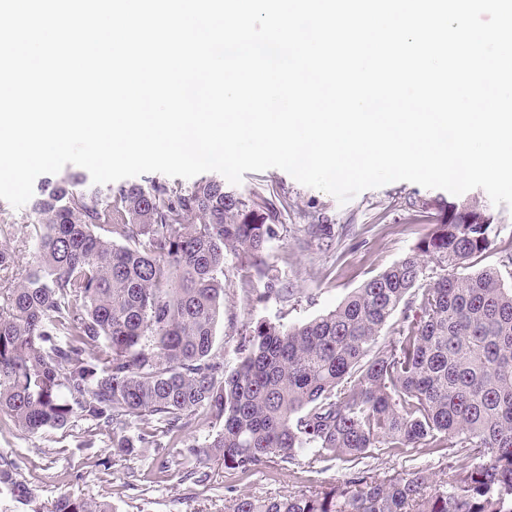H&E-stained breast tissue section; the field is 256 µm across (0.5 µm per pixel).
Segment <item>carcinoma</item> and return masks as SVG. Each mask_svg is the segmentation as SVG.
I'll return each instance as SVG.
<instances>
[{
	"label": "carcinoma",
	"mask_w": 512,
	"mask_h": 512,
	"mask_svg": "<svg viewBox=\"0 0 512 512\" xmlns=\"http://www.w3.org/2000/svg\"><path fill=\"white\" fill-rule=\"evenodd\" d=\"M408 206L435 212L409 253L307 322L246 325L229 367L214 350L226 257L263 282L257 300L295 294L263 260L275 204L249 203L217 178L105 190L80 173L48 182L28 212L0 209V415L32 435L78 415L93 423L84 447L105 431L128 455L204 413L212 433L182 450L200 484L214 461L240 472L273 456L350 464L319 489L239 495L224 512H512V284L497 268L456 273L494 251L512 264V241L476 200ZM25 223L36 262L17 274L7 238ZM430 264L442 273L425 283ZM398 311L394 337L379 342ZM383 448L442 452L451 476L432 490L422 471L379 481L359 464ZM2 486L44 512L0 457ZM49 512L113 509L63 495Z\"/></svg>",
	"instance_id": "carcinoma-1"
}]
</instances>
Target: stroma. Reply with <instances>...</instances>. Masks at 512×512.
Masks as SVG:
<instances>
[{"label": "stroma", "mask_w": 512, "mask_h": 512, "mask_svg": "<svg viewBox=\"0 0 512 512\" xmlns=\"http://www.w3.org/2000/svg\"><path fill=\"white\" fill-rule=\"evenodd\" d=\"M235 191L250 200L276 197L284 203L282 226L270 243L267 261L297 293L287 303L252 300L250 292L258 287V280L238 268L234 259L226 260L224 320L216 328L215 347L229 363L235 360L243 325L260 319L297 324L326 313L409 252L428 232L432 218L423 210L409 209L407 200L451 198L441 189L397 181L363 191L342 205L277 168L245 173ZM317 217L338 227L351 225L352 233L337 237L333 246L322 245L304 233L306 224ZM89 426V421L76 417L64 429L31 436L0 418V457L19 464L44 512H50L63 494L108 501L115 512H224L225 501L232 496L282 497L336 482L345 472L339 460L303 458L288 464L274 457L247 473L212 463L208 482L195 484L183 479L179 452L184 443L204 439L210 430L206 420H199L183 440L157 435V443L166 447L162 458L150 447L137 449L129 457L113 455L108 434L98 435L95 447H83ZM366 465L378 478L422 470L436 480L449 472L447 456L422 455L409 448L398 454L384 453Z\"/></svg>", "instance_id": "stroma-1"}]
</instances>
